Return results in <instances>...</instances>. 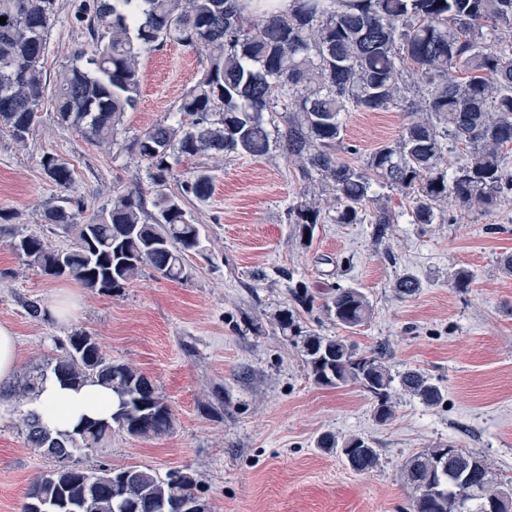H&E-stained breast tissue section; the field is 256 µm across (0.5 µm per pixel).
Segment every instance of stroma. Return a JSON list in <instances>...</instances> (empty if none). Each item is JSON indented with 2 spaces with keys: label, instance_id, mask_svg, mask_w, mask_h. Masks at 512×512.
I'll list each match as a JSON object with an SVG mask.
<instances>
[{
  "label": "stroma",
  "instance_id": "obj_1",
  "mask_svg": "<svg viewBox=\"0 0 512 512\" xmlns=\"http://www.w3.org/2000/svg\"><path fill=\"white\" fill-rule=\"evenodd\" d=\"M79 2L58 0L43 61L48 88L86 39L72 24ZM207 65L206 54L175 43L149 53L138 106L124 114L116 145L61 123L50 96L25 143L0 136V209L11 215L0 232V325L17 338L19 371L45 363L82 330L113 360L151 378L174 414L167 435L135 439L116 429L83 462L139 465L161 476L189 471L210 512H406L401 468L413 453L439 444L481 456L496 481L512 482V275L499 264L512 252V198L456 224H414L409 198L379 187L377 198L394 215L384 237L367 221L327 220L305 247L288 208L308 188L323 211H334L332 191L306 184L278 150L255 158L198 154L174 167L180 180L199 169L214 177L211 196L189 204L208 254L189 256L187 279L146 270L120 292L101 294L43 275L10 249L12 229L55 249L75 242L43 220L61 196L39 166L43 153L71 164V192L84 197L90 216L119 190L149 188L145 164L125 145L167 120ZM405 121L399 110L344 113L345 142L353 148L347 161L364 165ZM459 270L471 274L470 288H456ZM406 273L421 282L410 298L394 290ZM299 284L317 297L360 288L372 312L352 341L363 351L386 344L393 369L425 371L445 390V403L428 406L400 392L393 418L381 423L359 386L315 384L299 338L282 331L277 317L293 313L306 333L333 336L337 329L319 309L294 300L290 289ZM64 298L73 303L65 318L28 313L29 302L46 309ZM326 433L369 439L379 450L377 467L353 472L339 454L319 448ZM54 466L27 445L15 415L0 411V512H20L29 484Z\"/></svg>",
  "mask_w": 512,
  "mask_h": 512
}]
</instances>
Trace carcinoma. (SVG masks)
<instances>
[{
    "label": "carcinoma",
    "mask_w": 512,
    "mask_h": 512,
    "mask_svg": "<svg viewBox=\"0 0 512 512\" xmlns=\"http://www.w3.org/2000/svg\"><path fill=\"white\" fill-rule=\"evenodd\" d=\"M58 0H0V133L23 142L39 119L47 94L42 61ZM73 24L88 45L75 50L55 89L59 120L97 143H115L120 117L135 108L141 59L174 42L204 51L202 78L182 97L171 122L135 137L129 149L145 162L153 185L151 208L140 188L123 189L109 208L82 221L84 198L63 196L44 211L47 224L75 234L74 246L51 250L34 234H11L10 248L53 277H71L100 293L127 287L148 267L163 278H187L186 258L207 251L203 225L186 203L206 200L213 177L197 170L168 189L169 159L201 153L262 157L281 132L286 158L305 181L334 192L336 224H360L373 202V185L406 192L414 224H443V203L463 212L489 211L512 196V47L493 51L485 37L512 33V0H293L277 12L265 3L249 14L238 0H82ZM398 109L408 118L397 140L378 147L362 167L336 153L350 107ZM466 147V160L448 171V141ZM44 174L60 189L74 182L69 162L46 152ZM321 219L317 204L302 199L288 209L299 238L312 241ZM421 287L413 275L397 280L403 296ZM337 327L353 330L370 317L358 288H333L317 305ZM301 355L310 377L325 387L355 383L372 396L380 422L394 415L395 387L434 406L446 397L416 369L394 377L385 347L367 353L342 336L304 335ZM50 377L65 386L96 382L112 389L108 420L84 419L52 435L37 412L21 413L28 446L57 465L36 478L21 512H174L198 491L191 473L158 476L149 468H91L80 456L98 448L112 428L136 439L168 434L174 416L155 384L134 366L106 356L95 339L74 332L63 353L0 386V405L16 412ZM399 385H394V382ZM320 447L341 454L357 473L372 471L378 449L362 436ZM409 512H512V489L493 481L480 456L441 444L410 456L402 467Z\"/></svg>",
    "instance_id": "obj_1"
}]
</instances>
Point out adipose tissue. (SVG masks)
<instances>
[{
  "mask_svg": "<svg viewBox=\"0 0 512 512\" xmlns=\"http://www.w3.org/2000/svg\"><path fill=\"white\" fill-rule=\"evenodd\" d=\"M44 427L59 433L72 430L81 417L107 418L112 413V392L89 384L80 390L64 388L56 379H48L29 403Z\"/></svg>",
  "mask_w": 512,
  "mask_h": 512,
  "instance_id": "ef3b65f1",
  "label": "adipose tissue"
}]
</instances>
